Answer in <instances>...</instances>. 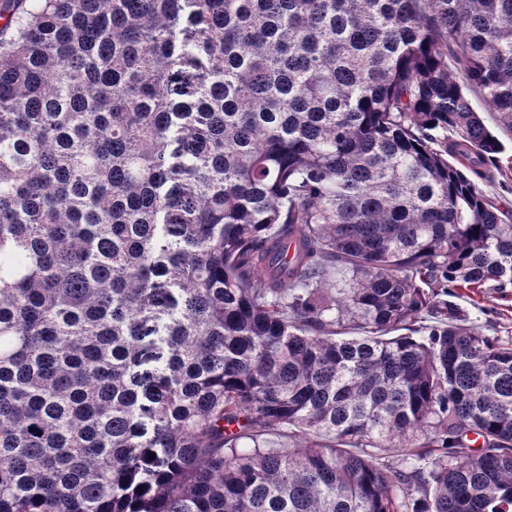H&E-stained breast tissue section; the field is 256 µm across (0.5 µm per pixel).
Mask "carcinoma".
I'll use <instances>...</instances> for the list:
<instances>
[{"label": "carcinoma", "instance_id": "obj_1", "mask_svg": "<svg viewBox=\"0 0 512 512\" xmlns=\"http://www.w3.org/2000/svg\"><path fill=\"white\" fill-rule=\"evenodd\" d=\"M471 92L512 0H0V512H512ZM456 301L468 312L469 325L490 336H512V294L497 293L470 297L463 294Z\"/></svg>", "mask_w": 512, "mask_h": 512}]
</instances>
